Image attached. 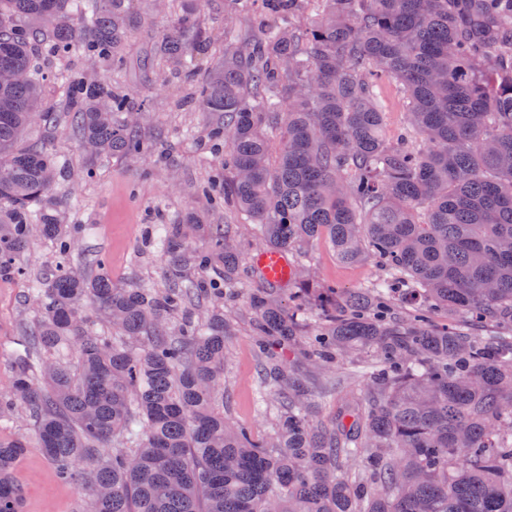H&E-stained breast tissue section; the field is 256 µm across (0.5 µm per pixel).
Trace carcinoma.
<instances>
[{
  "instance_id": "cac0c4a2",
  "label": "carcinoma",
  "mask_w": 512,
  "mask_h": 512,
  "mask_svg": "<svg viewBox=\"0 0 512 512\" xmlns=\"http://www.w3.org/2000/svg\"><path fill=\"white\" fill-rule=\"evenodd\" d=\"M207 2L155 57L210 54ZM256 3L254 35L241 18ZM127 11L0 0V75L18 76L0 80V277L26 274L37 240L62 259L24 295L38 324L10 352L0 421L32 422L58 478L89 491L88 512H512V331L485 332L512 326V0H224L223 55L200 78L182 73L193 92L180 105L212 113L223 153L202 194L254 225L259 251L324 239L342 263L372 260L376 280L355 291L299 258L285 283L243 285L236 228L193 213L156 227L160 288L114 287L103 259L67 263L85 232L55 202L69 168L49 143H22L26 130L67 117L88 180L150 144L106 80L67 71L49 103L32 51L117 65ZM387 82L407 117L394 141ZM240 296L277 408L264 437L218 408ZM279 349L302 351L311 377L357 361L368 388L318 427L311 387ZM27 447L0 434V512H21Z\"/></svg>"
}]
</instances>
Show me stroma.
I'll use <instances>...</instances> for the list:
<instances>
[{
    "mask_svg": "<svg viewBox=\"0 0 512 512\" xmlns=\"http://www.w3.org/2000/svg\"><path fill=\"white\" fill-rule=\"evenodd\" d=\"M134 26L125 44L122 60L115 67L93 68L94 78L112 82L136 101H146L140 131L154 151L138 162L112 158L99 163L97 175L82 180L79 173L86 159L80 141L63 128L45 135L29 129L26 142L50 140L53 152L71 166V174L59 180L56 196L66 204L67 221L87 225L72 255L73 262L95 264L105 258L116 287H157L164 282L165 262L145 242L156 218L155 211L211 213L213 223L234 218L233 211L218 210L202 195L201 185L218 170V161L206 147L210 118L197 110L177 106L187 95L188 83L164 77L151 59L153 43L177 21L183 0H128ZM306 254L318 281L346 289L366 287L376 276L373 263H340L333 250L318 242ZM27 279L0 280V344L15 342L22 329L33 328L35 313L24 306ZM224 365V416L249 426L256 434L274 433L273 420L258 409L261 360L252 342V315L244 302L236 304L234 334L229 337ZM365 378L360 367L343 363L331 377L314 382L312 419L317 424L336 420L337 400L350 392H363ZM12 433L22 435L31 446L19 460L17 480L22 488V512H85L86 495L60 482L52 464L35 448L34 427L17 416Z\"/></svg>",
    "mask_w": 512,
    "mask_h": 512,
    "instance_id": "stroma-1",
    "label": "stroma"
}]
</instances>
